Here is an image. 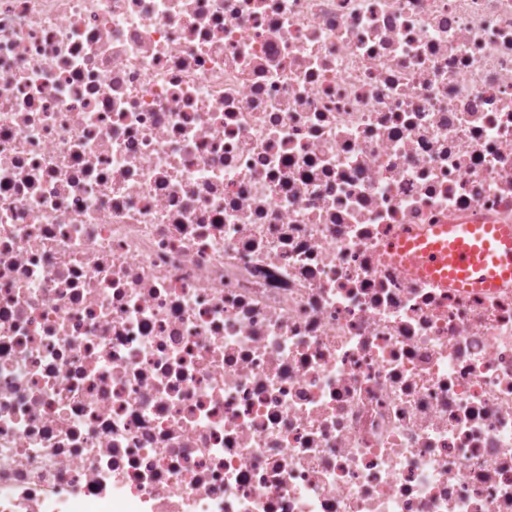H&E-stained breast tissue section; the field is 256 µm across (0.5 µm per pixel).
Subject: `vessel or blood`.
<instances>
[{
  "label": "vessel or blood",
  "mask_w": 512,
  "mask_h": 512,
  "mask_svg": "<svg viewBox=\"0 0 512 512\" xmlns=\"http://www.w3.org/2000/svg\"><path fill=\"white\" fill-rule=\"evenodd\" d=\"M390 257L457 288H494L512 281V231L497 224L451 221L394 244Z\"/></svg>",
  "instance_id": "1"
}]
</instances>
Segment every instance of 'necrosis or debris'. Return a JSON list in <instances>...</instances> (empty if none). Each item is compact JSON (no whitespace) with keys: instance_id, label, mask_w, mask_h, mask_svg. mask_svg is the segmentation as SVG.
Wrapping results in <instances>:
<instances>
[{"instance_id":"necrosis-or-debris-1","label":"necrosis or debris","mask_w":512,"mask_h":512,"mask_svg":"<svg viewBox=\"0 0 512 512\" xmlns=\"http://www.w3.org/2000/svg\"><path fill=\"white\" fill-rule=\"evenodd\" d=\"M512 0H0V512H512ZM387 255L455 288H494L512 281V232L499 224H432L395 243Z\"/></svg>"}]
</instances>
